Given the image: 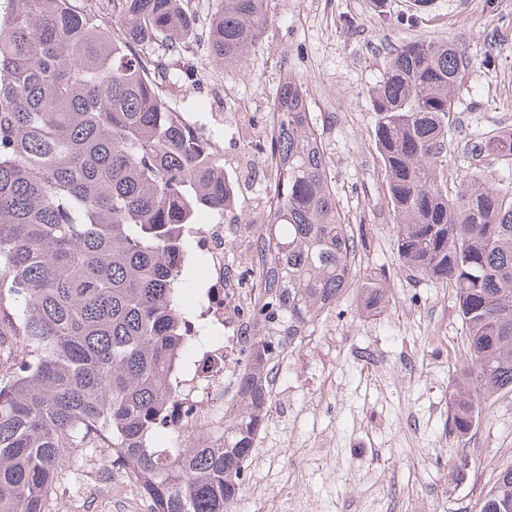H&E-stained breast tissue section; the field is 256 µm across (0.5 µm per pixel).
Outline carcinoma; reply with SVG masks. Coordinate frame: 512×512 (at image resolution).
Wrapping results in <instances>:
<instances>
[{
  "label": "carcinoma",
  "instance_id": "obj_1",
  "mask_svg": "<svg viewBox=\"0 0 512 512\" xmlns=\"http://www.w3.org/2000/svg\"><path fill=\"white\" fill-rule=\"evenodd\" d=\"M267 21L268 0H222L205 32L212 58L242 62ZM194 35L189 0H0V512H46L66 450L95 447V432L112 439V464L137 474L150 512H230L270 409L274 360L354 282V234L307 92L288 76L274 102L275 196L257 229L264 292L222 444L149 443L187 343L181 227L232 215L239 201L169 97ZM463 62L450 43L404 44L373 101L398 255L451 284L467 330L451 403L461 437L486 398L512 391V189L479 183L450 198L442 175ZM470 153L512 154V133ZM387 302L365 289L366 310ZM482 512H512V467Z\"/></svg>",
  "mask_w": 512,
  "mask_h": 512
}]
</instances>
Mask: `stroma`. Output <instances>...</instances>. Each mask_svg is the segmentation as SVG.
Returning a JSON list of instances; mask_svg holds the SVG:
<instances>
[{
  "instance_id": "stroma-1",
  "label": "stroma",
  "mask_w": 512,
  "mask_h": 512,
  "mask_svg": "<svg viewBox=\"0 0 512 512\" xmlns=\"http://www.w3.org/2000/svg\"><path fill=\"white\" fill-rule=\"evenodd\" d=\"M270 18L245 62L224 66L202 39L180 54L190 70L172 97L203 124L243 206L240 224H262L273 196L269 144L273 104L288 75L301 80L322 139L336 202L358 239V278L387 291L365 311L357 289L289 349L235 512L262 498L277 512H481L497 474L512 466V392L491 397L470 433L450 429L462 378L465 327L448 283L413 275L397 253L395 214L373 129L374 90L391 53L409 41H449L464 52L448 125L449 194L483 178L512 187V155L475 161L468 148L512 131V0H270ZM314 454L284 470V455ZM468 458L458 472L452 460ZM49 512H149L97 496L123 474L112 451L69 449Z\"/></svg>"
}]
</instances>
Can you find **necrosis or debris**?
<instances>
[{
    "label": "necrosis or debris",
    "instance_id": "necrosis-or-debris-1",
    "mask_svg": "<svg viewBox=\"0 0 512 512\" xmlns=\"http://www.w3.org/2000/svg\"><path fill=\"white\" fill-rule=\"evenodd\" d=\"M188 235L206 262L208 276L185 322L190 343L198 347L197 358L166 377L172 393L167 427L172 435L192 442L216 444L224 433V379L240 374L227 363L242 355L252 327L244 318L240 281L224 266L223 223L190 226Z\"/></svg>",
    "mask_w": 512,
    "mask_h": 512
}]
</instances>
